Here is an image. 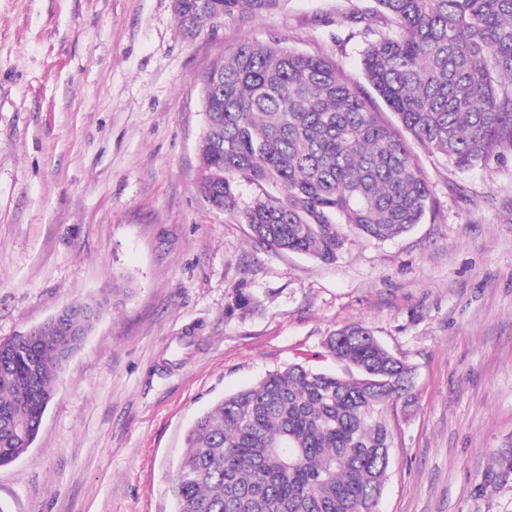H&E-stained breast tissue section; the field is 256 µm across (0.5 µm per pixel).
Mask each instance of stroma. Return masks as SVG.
Returning a JSON list of instances; mask_svg holds the SVG:
<instances>
[{"mask_svg": "<svg viewBox=\"0 0 512 512\" xmlns=\"http://www.w3.org/2000/svg\"><path fill=\"white\" fill-rule=\"evenodd\" d=\"M359 2L279 0L187 37L174 0H0V341L127 285L0 467L10 512H173L193 419L291 364L347 375L325 343L355 324L413 370L379 512H512V482L474 483L512 443V149L461 172L416 148L422 223L348 233L331 265L269 249L197 187L202 74L276 37L361 79ZM241 288L252 308L228 313Z\"/></svg>", "mask_w": 512, "mask_h": 512, "instance_id": "1", "label": "stroma"}]
</instances>
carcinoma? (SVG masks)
Returning a JSON list of instances; mask_svg holds the SVG:
<instances>
[{
    "label": "carcinoma",
    "instance_id": "cac0c4a2",
    "mask_svg": "<svg viewBox=\"0 0 512 512\" xmlns=\"http://www.w3.org/2000/svg\"><path fill=\"white\" fill-rule=\"evenodd\" d=\"M176 0L194 34L246 4ZM360 18L366 82L397 116L384 121L336 64L280 44L243 42L215 62L224 85L201 77L206 124L198 188L275 250L333 263L345 229L387 240L422 223L431 189L406 136L460 171L512 147V0H374ZM255 186L241 201L239 179ZM112 287L76 303L91 330L118 300ZM66 346L53 324L32 345L0 342V467L37 438ZM349 378L301 364L201 413L171 475L174 512H376L391 466L386 414L412 391V370L365 325L326 343ZM512 479V445L477 491Z\"/></svg>",
    "mask_w": 512,
    "mask_h": 512
}]
</instances>
